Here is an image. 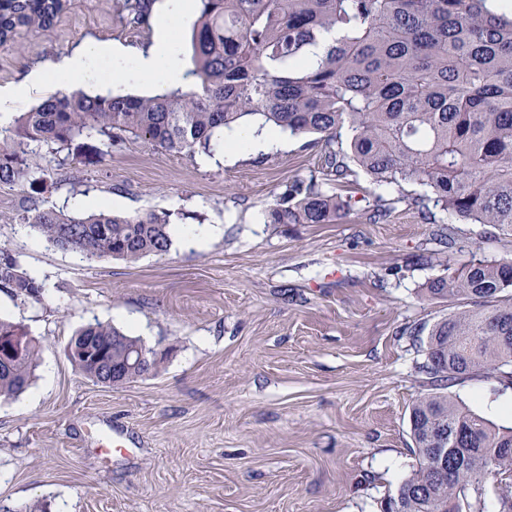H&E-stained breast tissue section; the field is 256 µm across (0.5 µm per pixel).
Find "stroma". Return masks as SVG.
I'll list each match as a JSON object with an SVG mask.
<instances>
[{
    "label": "stroma",
    "instance_id": "35a3bbf8",
    "mask_svg": "<svg viewBox=\"0 0 512 512\" xmlns=\"http://www.w3.org/2000/svg\"><path fill=\"white\" fill-rule=\"evenodd\" d=\"M118 0H66L47 28L0 47V90L87 42L139 47L153 26L121 19ZM43 180L0 183V251L44 280V300L0 290V317L39 347L30 386L0 400V512H382L417 467L410 411L430 387L422 333L457 301L430 297L444 258L512 259V236L442 210L423 223L405 199L355 170L353 210L333 224H270L293 180L325 176L321 146L282 134L278 147L216 163L144 140L79 138ZM387 218L371 220L376 197ZM167 212L208 228L205 247L173 239L137 262H90L51 247L21 220L29 201L74 214ZM452 248H444L442 238ZM109 323L168 357L120 386L92 381L65 353L74 332ZM472 411L512 424V389L494 379L450 390ZM107 436L121 451L100 453Z\"/></svg>",
    "mask_w": 512,
    "mask_h": 512
}]
</instances>
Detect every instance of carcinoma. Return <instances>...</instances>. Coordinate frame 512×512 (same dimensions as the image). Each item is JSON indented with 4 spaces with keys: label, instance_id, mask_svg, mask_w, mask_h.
Wrapping results in <instances>:
<instances>
[{
    "label": "carcinoma",
    "instance_id": "1",
    "mask_svg": "<svg viewBox=\"0 0 512 512\" xmlns=\"http://www.w3.org/2000/svg\"><path fill=\"white\" fill-rule=\"evenodd\" d=\"M187 75L195 90L150 96L90 97L58 91L7 129L0 128V182L28 181L43 172L42 151L59 154L79 137L109 144L143 139L175 154L211 155L217 134L257 119L295 136L318 135L329 171L344 183L349 157L377 184L427 186L410 202L429 222L432 208L465 224H492L512 235V13L495 0H199ZM134 23L147 0H121ZM64 0H0V47L18 30L49 27ZM342 37L314 64L309 47L325 32ZM351 132L348 149L338 134ZM351 201L316 177L296 180L267 212L270 224H331ZM22 220L52 247L93 261L130 263L169 252L170 214L127 216L100 209L69 216L33 202ZM426 286L460 309L433 325L421 366L431 391L410 411L414 473L383 506L400 512H484L492 481L512 476V426L498 425L453 398L447 389L465 377L512 388V260L473 258ZM0 288L17 298H44L46 285L0 251ZM25 336L22 355L0 368V398L23 393L39 349L20 322L0 318V336ZM104 351V362H70L97 383L144 346L110 324H90L69 348ZM445 434L448 473H433L432 445Z\"/></svg>",
    "mask_w": 512,
    "mask_h": 512
}]
</instances>
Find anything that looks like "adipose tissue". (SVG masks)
I'll use <instances>...</instances> for the list:
<instances>
[{
    "mask_svg": "<svg viewBox=\"0 0 512 512\" xmlns=\"http://www.w3.org/2000/svg\"><path fill=\"white\" fill-rule=\"evenodd\" d=\"M194 0H157L158 24L150 43L130 47L119 42H100L76 48L69 55L32 71L26 81L0 92V124L16 105L49 88L135 87L145 84L177 88L189 83L187 66L176 50L172 23L190 18Z\"/></svg>",
    "mask_w": 512,
    "mask_h": 512,
    "instance_id": "obj_1",
    "label": "adipose tissue"
}]
</instances>
